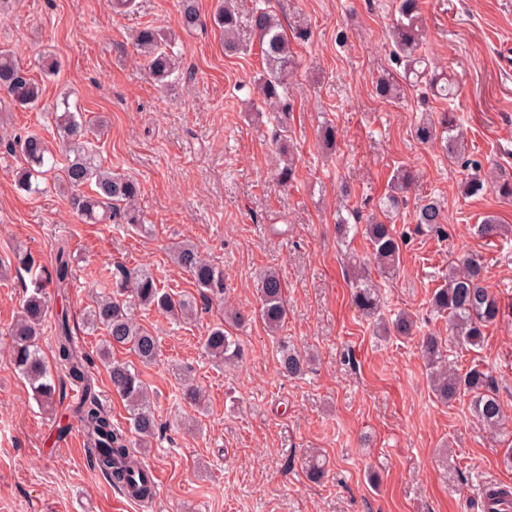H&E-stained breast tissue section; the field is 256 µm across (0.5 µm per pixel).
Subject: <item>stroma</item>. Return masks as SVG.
Returning <instances> with one entry per match:
<instances>
[{
    "label": "stroma",
    "instance_id": "35a3bbf8",
    "mask_svg": "<svg viewBox=\"0 0 512 512\" xmlns=\"http://www.w3.org/2000/svg\"><path fill=\"white\" fill-rule=\"evenodd\" d=\"M179 3L135 0L134 10L120 14L108 0H11L0 10V43L32 74L42 55L62 63L46 78L39 106L0 112V138L44 131L64 97L87 117L105 118L98 157L140 183L149 227L84 223L68 195L52 187L19 192L20 162L0 151V260L24 250L47 268L58 242L68 240L75 262L63 302L93 354L103 337L84 316L104 270L118 262L147 266L173 291L192 294L189 275L170 258L175 244L191 241L223 269L225 307L250 317L235 331L243 359L224 366L203 348L225 307L199 310L181 327L143 314L160 352L154 364L136 365L164 432L142 458L161 482L151 503L124 498L81 435L38 406L15 370L9 329L25 290L10 275L0 284V512H482L487 486L512 487L504 463L512 422L484 427L465 395L441 403L419 338L448 334L447 317L432 311L429 298L449 263L465 253L482 257L503 314L480 347L451 342L446 357L461 373L490 368L512 410V238H481L473 229L488 215L512 225V200L493 192L464 197L460 164L421 144L414 128L422 116L454 106L472 157L512 177V0H420L421 52L454 73L451 104L422 85L404 86L396 99L376 96V79L400 71L389 40L396 0H269L298 61L287 146L299 178L288 187L274 169L276 118L256 93L257 39L242 29L241 52L225 55L220 32L182 30ZM147 22L176 36L179 68L167 91L134 45ZM300 28L307 40L296 38ZM326 122L337 132L332 152L319 136ZM400 166L417 174L396 219L408 236L400 267L387 278L371 263L365 271L380 287L382 317L405 312L416 328L379 336L352 302L345 257L367 256V242L358 234L340 248L335 223L340 213L368 216ZM430 197L443 203L447 221L420 233L415 207ZM268 268L279 271L288 301L282 336L312 355L298 378L279 374V338L258 317V278ZM187 380L205 392L203 410L180 401ZM313 450L330 460L316 483L303 469Z\"/></svg>",
    "mask_w": 512,
    "mask_h": 512
}]
</instances>
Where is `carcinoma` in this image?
I'll list each match as a JSON object with an SVG mask.
<instances>
[{
    "instance_id": "carcinoma-1",
    "label": "carcinoma",
    "mask_w": 512,
    "mask_h": 512,
    "mask_svg": "<svg viewBox=\"0 0 512 512\" xmlns=\"http://www.w3.org/2000/svg\"><path fill=\"white\" fill-rule=\"evenodd\" d=\"M395 17L390 30L393 56L402 64V75L388 74L376 80L375 93L383 99L400 96L403 83L413 86L429 79L439 98L451 101L456 85L447 75L429 70V61L419 53L424 27L421 20L420 0H396ZM182 29L188 33L204 31L212 25L224 37V51L234 53L240 49L237 39L239 26L237 11L231 0H224L223 8L212 17L201 15L196 0H181ZM250 25L258 37L264 63L256 86L263 103L274 112L288 115L293 111V98L288 78L297 69L288 35L276 15L268 10L263 0H256L251 11ZM172 34L151 24L136 31L135 43L141 51L154 80L169 86L176 72L171 50ZM43 96V81L30 74L14 49L0 47V101L9 109L29 110L37 107ZM57 134L62 140L59 150L39 132L19 134L11 140L0 139V146L9 154L20 156L21 165L16 172L17 188L35 195L44 191L41 182L53 180V185L70 193V201L86 224L116 222L131 230L146 229L144 217L137 205L141 195L140 183L128 176L103 168L96 150L90 146L86 123L80 112L71 110L69 98L62 97L55 105ZM415 136L423 144L440 143L448 156L456 159L467 171L460 190L465 197H481L494 191L504 199L512 198V182L499 179L493 171L478 161L466 157L464 131L455 109L442 112L438 118H426L415 127ZM414 174L406 167L396 169L390 180V190L379 200L376 212L367 223L358 226L349 223L342 214L336 216V236L345 240L351 230L361 229L370 248V259L384 273L393 275L400 264L401 238L395 230V218L403 206V193L413 184ZM415 223L428 229L446 221L441 204L425 199L416 207ZM482 237H500L512 234V226L502 224L492 216L484 217L477 225ZM177 265L194 281L204 304L223 302L225 294L224 272L204 258L191 243L178 245L173 251ZM72 254L69 243H58L52 270H43L32 278V291L21 305V313L12 325L9 349L14 367L27 380L33 399L43 408L54 409L63 397L51 369L41 354V326L49 308V289L61 294L69 288ZM109 290L98 296L86 312L85 322L92 330L103 332L105 339L98 352L107 364L112 391L124 399L135 438L115 428L112 418L104 409L95 390L90 373L92 358L73 336L68 308L56 314L53 347L57 363L64 368L67 378L81 388V396L70 408L72 422L66 428L77 429L89 449L94 464L120 490L148 501L152 499V480L143 472L135 448H149L158 431V422L151 405L146 384L138 371L129 364L112 359V350L123 349L134 354L140 363L156 361L158 337L138 322L137 313L154 310L174 323L191 318L198 311L197 300L185 293H175L165 287L162 280L147 268H127L119 265L110 272ZM488 270L478 256L463 255L448 268L447 282L434 290L430 304L434 312L448 317V335L463 345L478 347L484 340L485 330L500 316L499 302L487 286ZM353 303L361 314L373 318L381 309V296L377 286L365 276L356 274L352 282ZM261 305L258 317L266 329L277 333L283 326L287 307L279 274L265 271L259 282ZM379 328L397 336H410L414 320L406 315L396 316L392 324L378 321ZM421 355L430 369V381L435 396L448 403L457 396L469 393L470 412L474 418L491 428L505 425V405L495 392V379L484 367L475 365L463 373L447 368L443 352V338L426 334L419 342ZM205 351L213 358L229 363L242 356L238 337L224 327L213 326L204 340ZM307 359L283 339L278 345V366L284 376L296 377L304 372ZM306 472L313 480L320 479L326 467V458L320 453L310 454Z\"/></svg>"
}]
</instances>
